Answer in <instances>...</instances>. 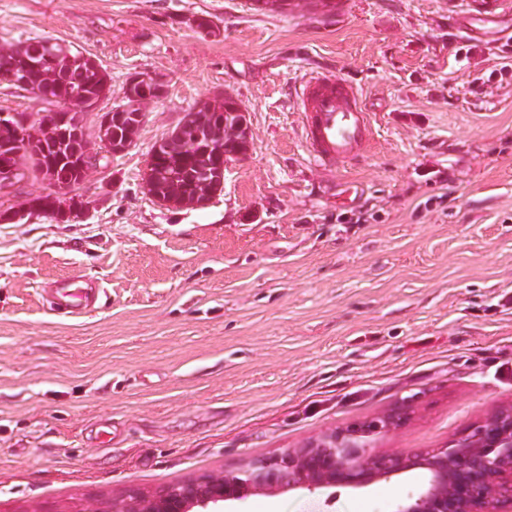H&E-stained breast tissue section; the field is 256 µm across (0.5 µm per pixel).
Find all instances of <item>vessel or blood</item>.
<instances>
[{
  "label": "vessel or blood",
  "mask_w": 512,
  "mask_h": 512,
  "mask_svg": "<svg viewBox=\"0 0 512 512\" xmlns=\"http://www.w3.org/2000/svg\"><path fill=\"white\" fill-rule=\"evenodd\" d=\"M458 29L480 33L512 10L506 0H453ZM305 144L320 165L341 167L361 155L373 134L372 117L358 88L327 74L310 76L296 94ZM101 283L71 275L48 291L51 310L74 317L86 313L102 292Z\"/></svg>",
  "instance_id": "1"
}]
</instances>
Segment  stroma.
Returning <instances> with one entry per match:
<instances>
[{
	"label": "stroma",
	"instance_id": "obj_1",
	"mask_svg": "<svg viewBox=\"0 0 512 512\" xmlns=\"http://www.w3.org/2000/svg\"><path fill=\"white\" fill-rule=\"evenodd\" d=\"M0 0V53L48 39L112 92L84 116L100 160L61 221L26 212L30 162L0 195V512H97L376 419V455L443 448L512 405V21L472 39L448 0ZM210 20L211 30L197 27ZM327 67L374 133L340 169L307 151L294 87ZM163 81L131 148L99 116L127 78ZM232 98L248 149L200 208L143 189L149 152L200 100ZM99 279L89 313L45 285ZM417 469L364 488H295L223 512H394ZM111 118H112V114L106 115L104 113L102 115L101 121H102L104 127H107L110 124ZM100 128H101V131H103L102 142H104V140L108 137L112 139V142H108L107 150L113 156H116L118 154L125 152L130 147L131 143L133 142L132 139L138 131V128H135V127L130 128L128 130H126L125 128H120V130L122 132V136L124 135V132L126 130L127 136L129 137V138L122 140V142H120L119 136L114 139L112 138V124L109 125L105 130H103L102 124L100 125Z\"/></svg>",
	"mask_w": 512,
	"mask_h": 512
}]
</instances>
